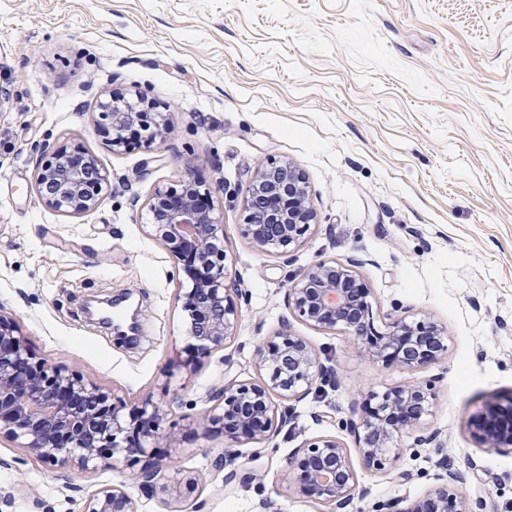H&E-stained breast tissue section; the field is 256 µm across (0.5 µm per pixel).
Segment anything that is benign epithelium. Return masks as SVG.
<instances>
[{
  "mask_svg": "<svg viewBox=\"0 0 512 512\" xmlns=\"http://www.w3.org/2000/svg\"><path fill=\"white\" fill-rule=\"evenodd\" d=\"M99 127L117 150L129 141V130L142 132L147 148L162 144L169 134L168 114L142 98L110 97L99 103ZM246 232L253 245L266 253H287L300 246L314 220L309 186L295 164H260L248 178ZM107 184V176L91 167L78 151L59 148L37 167L36 185L42 202L69 215L92 209ZM149 235L169 248L174 261L189 273L181 282L177 301L188 318L192 347L201 354L222 350L235 337L239 314L232 296L224 225L216 216L211 190L187 182L179 192H157L147 203ZM356 261H322L295 275L288 289V307L306 324L323 330L340 328L356 338L369 355L386 365L416 369L442 359L447 336L438 325L404 320L389 331L375 329L368 293L356 284ZM85 312L109 320L112 301L87 302ZM262 381L226 384L209 393L212 403L201 420L220 427L232 439L245 435L262 440L277 429L273 397L290 401L303 396L315 380L332 381L334 370L314 348L295 335L289 323L268 337L254 352ZM370 401L359 422L350 423L356 436L357 459L333 436L313 439L290 457L287 471L296 474L306 495L337 512L357 491L355 465L383 471L391 464V445L403 432L424 426L432 400L431 389L416 384L393 387ZM133 414L149 420L142 430L110 403L100 387L58 365L33 362L19 323L0 315V438L49 465L69 464L78 471L110 470L115 462L163 447L159 409L146 401ZM475 438L484 448L512 447V411L476 424ZM87 512H139L136 499L118 486L101 490ZM370 512H471L454 475L443 479L426 497L410 503L376 502Z\"/></svg>",
  "mask_w": 512,
  "mask_h": 512,
  "instance_id": "benign-epithelium-1",
  "label": "benign epithelium"
}]
</instances>
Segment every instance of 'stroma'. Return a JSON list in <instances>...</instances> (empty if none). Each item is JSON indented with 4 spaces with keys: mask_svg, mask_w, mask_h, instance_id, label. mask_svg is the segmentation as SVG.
I'll return each instance as SVG.
<instances>
[{
    "mask_svg": "<svg viewBox=\"0 0 512 512\" xmlns=\"http://www.w3.org/2000/svg\"><path fill=\"white\" fill-rule=\"evenodd\" d=\"M143 93L170 119L152 148L112 150L97 124L111 94ZM81 145L110 180L71 217L35 190L39 147ZM290 161L316 217L298 248L259 251L245 234L248 171ZM195 179L214 186L231 275L235 338L174 364L192 340L175 300L185 274L149 236L146 204ZM356 259L375 324L429 319L447 331L437 363L373 360L343 330L292 317L291 280L323 260ZM131 294L137 341L90 320L86 301ZM0 315L18 321L36 360L68 368L122 412L152 401L169 447L114 469L50 467L0 440V512H85L121 485L140 512H319L286 480L287 461L347 421L367 391L430 386L424 430L399 435L390 472L358 470L373 502L413 500L455 472L471 512H512V449L480 448L488 403L512 399V0H0ZM289 320L336 370L313 383L288 423L228 443L200 414L212 387L260 381L256 346ZM158 492L141 494L144 468ZM234 472L225 482V472ZM404 471L408 480L397 479ZM194 474V493L179 491Z\"/></svg>",
    "mask_w": 512,
    "mask_h": 512,
    "instance_id": "stroma-1",
    "label": "stroma"
}]
</instances>
